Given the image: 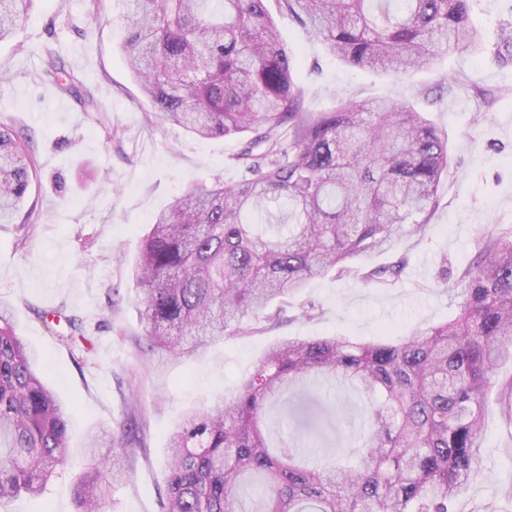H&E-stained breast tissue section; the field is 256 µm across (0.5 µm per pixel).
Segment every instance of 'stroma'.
<instances>
[{"label": "stroma", "instance_id": "1", "mask_svg": "<svg viewBox=\"0 0 512 512\" xmlns=\"http://www.w3.org/2000/svg\"><path fill=\"white\" fill-rule=\"evenodd\" d=\"M120 9L119 0H35L23 27L0 41V119L30 136L37 165L24 202L36 218L28 236L0 224V303L11 306L18 334L40 352L42 379L73 410V452L64 471L40 496L15 497L0 512H73L75 482L89 464L85 434L127 421L139 446L122 458L126 477L105 512H162L168 441L185 411L234 392L281 339L370 341L447 320L458 311L461 275L477 263L480 244L512 226V60L497 53L512 27V0H472L480 49L441 57L400 79L348 66L306 28L278 17L305 111H327L346 98L408 101L447 131L450 169L438 205L422 237L370 257L373 265L404 260L398 280L329 272L312 279L275 321L160 365L146 360L133 279L141 240L154 215L189 188L240 179L233 161L240 140L196 137L153 116L126 66L123 31L110 22ZM52 50L92 92L97 111H81L44 82ZM59 307L81 320L84 343H63L57 324L42 320ZM307 307L313 317L303 316ZM510 379L509 365L488 397L484 467L457 512H512V420L501 388Z\"/></svg>", "mask_w": 512, "mask_h": 512}]
</instances>
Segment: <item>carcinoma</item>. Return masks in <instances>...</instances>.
Returning <instances> with one entry per match:
<instances>
[{
	"label": "carcinoma",
	"mask_w": 512,
	"mask_h": 512,
	"mask_svg": "<svg viewBox=\"0 0 512 512\" xmlns=\"http://www.w3.org/2000/svg\"><path fill=\"white\" fill-rule=\"evenodd\" d=\"M130 75L153 112L202 137L242 136L236 183L175 198L144 235L134 268L145 353L180 357L273 321L310 280L331 270L391 282L404 262L361 260L425 232L448 176V134L406 103L347 99L303 111L296 63L265 0H121ZM333 55L400 77L459 50H477L470 0H276ZM33 0H0V40ZM44 79L84 111L81 79L53 58ZM291 130L283 139L281 128ZM36 168L26 138L0 121V223L19 212ZM452 318L397 340L288 337L214 406L183 416L169 442L164 512H455L480 448L487 393L512 364V228L464 271ZM66 343L85 340L76 317ZM37 353L0 309V505L41 494L71 454L70 407L38 376ZM340 379L363 393V446L348 466L320 469L290 438L261 427L287 398L299 428L322 430L324 405L299 396ZM76 481L74 512H103L113 470L96 461ZM112 456L132 447L126 428Z\"/></svg>",
	"instance_id": "carcinoma-1"
}]
</instances>
